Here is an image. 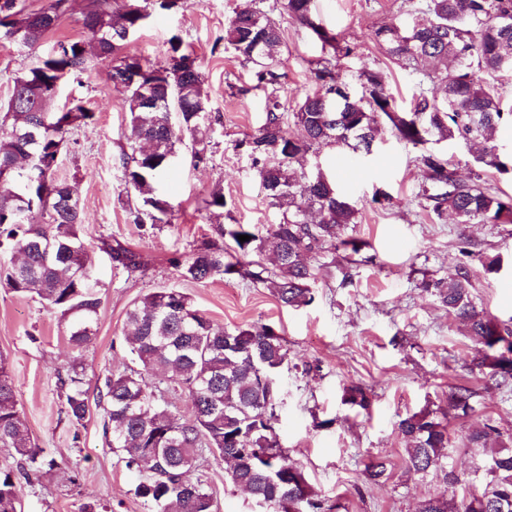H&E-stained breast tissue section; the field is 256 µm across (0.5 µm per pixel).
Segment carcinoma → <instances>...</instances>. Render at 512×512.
<instances>
[{"label":"carcinoma","instance_id":"cac0c4a2","mask_svg":"<svg viewBox=\"0 0 512 512\" xmlns=\"http://www.w3.org/2000/svg\"><path fill=\"white\" fill-rule=\"evenodd\" d=\"M187 0H124L114 11L109 0H91L83 13L97 54L112 61L110 79L124 85L128 149L118 167L127 192L134 194L135 222L148 218L166 224L171 205L157 192L181 148L197 144L196 164L208 159L214 117L196 58L183 50L180 36L168 40L162 65L123 52L145 25L151 11L186 6ZM288 15L311 31L322 46L336 47V37L320 26L314 0H286ZM68 10L67 0H51L38 9L19 0H0L4 36L33 49L53 32ZM389 56L415 68L436 65L430 80L442 96L420 89L407 111L398 109L387 91L384 73L360 75L361 91L327 66L316 70L321 84L306 93L288 117L277 96L282 39L268 16L247 2L224 27V46L255 69L258 84L271 88L263 124L242 142L269 205L279 222L217 225L219 236L235 244L236 260L214 241L197 246L172 265L181 277L205 282L216 276L239 277L267 288L283 307L300 309L315 300L316 267L311 258L339 246L359 253L363 243L343 239L358 210L336 181L319 170L307 175L295 167L299 157L334 146L343 152L372 151L385 118L399 139L414 147L442 141L488 140L498 126L512 121V102L495 82L512 75V0H426L407 18L374 31ZM88 43L59 41L52 51L13 80L0 115V249L22 256L0 264V285L12 292L34 293L68 325L69 343L78 351L90 344L101 298L83 235L81 207L55 177L66 135L93 118L82 103L52 111L63 80L84 72ZM485 78L478 79L475 72ZM302 135L289 132L288 119ZM485 169L512 175V156L485 146L475 157ZM420 164L429 187L420 207L438 217L452 213L460 224H511L512 197L484 187L481 178L462 180L441 154L427 150ZM240 235L250 236L241 242ZM272 245V265L264 262ZM115 265L142 268L141 254L121 243H103ZM434 289L448 314L461 323L473 342L472 361L505 384L512 379V330L480 309L471 297L463 267L424 284ZM129 351L135 366L105 377L90 399L84 367L75 361L58 374L64 411L75 426L84 424L94 406L103 413L105 443L135 476L133 494L147 512H216L208 483L195 475L198 452L208 449L224 462V482L265 503L263 512H322L323 504L304 470L288 455L277 434L280 377L289 364L285 338L272 326L250 324L224 329L179 290L149 292L127 311ZM169 383L184 392L192 414L175 415L162 396ZM472 391L448 392L447 409L407 414L398 429L408 443L406 465L427 475L435 470L445 491L421 502L418 512H512V448L501 444L491 424L468 435L476 448H488L491 479L483 493L447 496L462 479L448 468V412H473ZM341 402L370 410L373 399L360 384L343 387ZM0 447L14 451V468L0 469V512H20L18 485L61 463L31 440L14 391L9 364L0 359Z\"/></svg>","mask_w":512,"mask_h":512}]
</instances>
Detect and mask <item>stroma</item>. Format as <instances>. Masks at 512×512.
Listing matches in <instances>:
<instances>
[{
	"label": "stroma",
	"mask_w": 512,
	"mask_h": 512,
	"mask_svg": "<svg viewBox=\"0 0 512 512\" xmlns=\"http://www.w3.org/2000/svg\"><path fill=\"white\" fill-rule=\"evenodd\" d=\"M244 2L188 0L186 8L153 13L126 46L128 52L161 62L168 39L180 35L197 59L217 118L208 164L193 165L188 152L180 151L159 186L172 206L170 223H134L126 204L117 159L126 145L128 116L122 108L125 94L109 77L110 59L93 57L86 72L63 84L54 103L60 109L76 99L94 114L90 124L67 134L58 175L79 200L102 304L92 343L77 351L58 313L36 295L0 287V355L14 373L30 438L64 462L20 484L23 512H77L80 503L98 497L109 498L114 512H146L130 492L133 475L104 443L99 413L80 427L67 419L57 374L78 359L93 386L130 365L126 312L136 299L162 288L189 294L217 326L269 324L285 337L290 362L281 376L277 433L331 512H417L420 501L441 491L436 474L421 477L407 470L406 442L397 423L406 414L444 405L452 386L464 384L474 392V413L448 419V460L467 489L480 491L489 480L485 453L470 447L468 433L489 423L512 447V384L497 385L471 369L472 342L465 328L420 287L422 280L440 279L464 266L478 307L512 328V224H459L423 210L418 204L425 183L420 151L400 141L390 127H383L371 154L351 158L354 178L338 175L340 189L358 210V222L347 234L365 246L355 263L340 258L335 266L320 267L312 305L288 310L266 288L221 276L197 283L183 279L172 265V258L188 257L214 238V224L279 219L241 146L265 119L266 93L256 87L251 67L222 43L227 20ZM86 3L69 0L60 26L38 49L0 33V103L8 98L14 77L57 41L85 38ZM284 3L256 0L281 32L278 96L285 111H293L312 90L314 71L322 64L354 86L363 71H384L398 104H409L423 73L392 59L373 33L422 7V0H316L319 22L336 36L334 51L322 49L310 31L295 24ZM435 149L459 176H481L492 192L512 194V177L479 169L472 144L442 142ZM379 190L391 195L390 205L374 203ZM218 192L226 205L215 215L205 202ZM105 240L139 251L143 267L133 273L115 267L100 248ZM494 257L501 268L486 273L484 265ZM352 383L372 390L370 412L342 405V389ZM373 460L387 468L377 483L365 476ZM197 472L210 486L217 512H252L250 496L225 484L224 465L213 454L198 457Z\"/></svg>",
	"instance_id": "obj_1"
}]
</instances>
